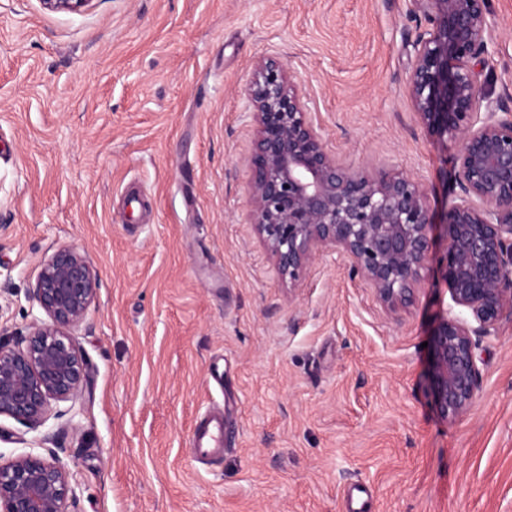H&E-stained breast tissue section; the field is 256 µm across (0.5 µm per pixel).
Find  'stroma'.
<instances>
[{
    "label": "stroma",
    "mask_w": 512,
    "mask_h": 512,
    "mask_svg": "<svg viewBox=\"0 0 512 512\" xmlns=\"http://www.w3.org/2000/svg\"><path fill=\"white\" fill-rule=\"evenodd\" d=\"M409 0H92L80 13L0 0V332L40 316L58 247L100 279L75 336L91 363L67 424L49 420L77 512H512V319L476 352L479 393L452 422L425 344L450 303L442 240L392 311L336 254L283 284L250 224L246 87L288 65L328 150L403 171L434 211L456 196L452 141L405 93ZM495 92L512 93V0H489ZM224 368L223 383L210 369ZM224 413L223 455L188 448Z\"/></svg>",
    "instance_id": "35a3bbf8"
}]
</instances>
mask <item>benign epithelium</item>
Instances as JSON below:
<instances>
[{
    "mask_svg": "<svg viewBox=\"0 0 512 512\" xmlns=\"http://www.w3.org/2000/svg\"><path fill=\"white\" fill-rule=\"evenodd\" d=\"M40 2L48 11L80 13L92 0ZM411 2L426 28L412 43L406 91L416 124L458 143L457 201L437 220L426 188L408 175L339 164L288 66L261 57L247 89L255 126L250 219L289 285L332 250L391 310L414 301L440 235L451 305L431 333L428 385L438 415L452 422L478 395L476 349L512 317V96H493L475 69L492 41L487 0ZM98 290V275L78 248L63 246L43 261L33 293L45 318L25 335L0 337V417L36 432L69 412L60 404L77 400L89 374L74 331ZM75 499L71 475L52 449L0 461V512H69Z\"/></svg>",
    "mask_w": 512,
    "mask_h": 512,
    "instance_id": "benign-epithelium-1",
    "label": "benign epithelium"
}]
</instances>
